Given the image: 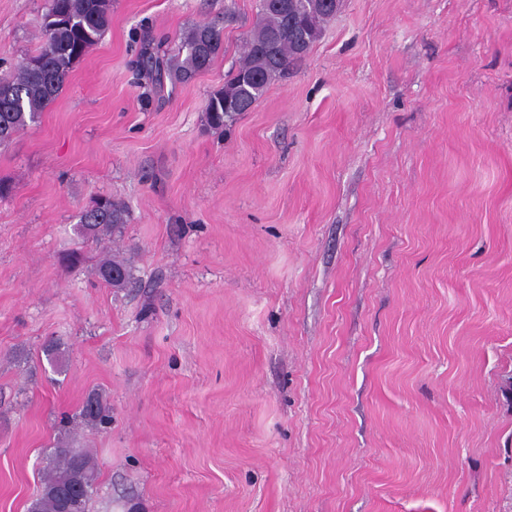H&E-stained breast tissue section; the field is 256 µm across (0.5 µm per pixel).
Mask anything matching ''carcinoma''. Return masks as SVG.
I'll use <instances>...</instances> for the list:
<instances>
[{
    "mask_svg": "<svg viewBox=\"0 0 512 512\" xmlns=\"http://www.w3.org/2000/svg\"><path fill=\"white\" fill-rule=\"evenodd\" d=\"M280 0H257V14L235 69L224 88L213 93L206 104V122L213 129L235 121L264 95L269 84L288 74L290 66L303 59L320 38L323 27L337 13L340 0H288V11L277 7ZM112 16V0H50L40 28L44 41L31 56L35 65L23 62L11 77L0 78V146L36 122L39 115L63 90L75 65L103 38ZM224 27L215 21L199 23L186 31L181 50L184 57L163 61L145 45L139 54L141 71L156 82L167 76L184 83L208 69L224 54ZM232 94L237 105L224 108V94ZM124 206L110 198L83 212L76 233L104 243L121 236ZM130 259L116 253L106 256L97 268L98 278L113 288H123L133 279ZM118 274L114 279L111 274ZM81 422L104 425L110 422L109 408L97 393L91 406H81ZM83 473V488L73 512H89L98 473L92 454L73 448L66 437L58 438L41 476L38 495L28 512H61L56 491L69 487L77 471Z\"/></svg>",
    "mask_w": 512,
    "mask_h": 512,
    "instance_id": "1",
    "label": "carcinoma"
}]
</instances>
